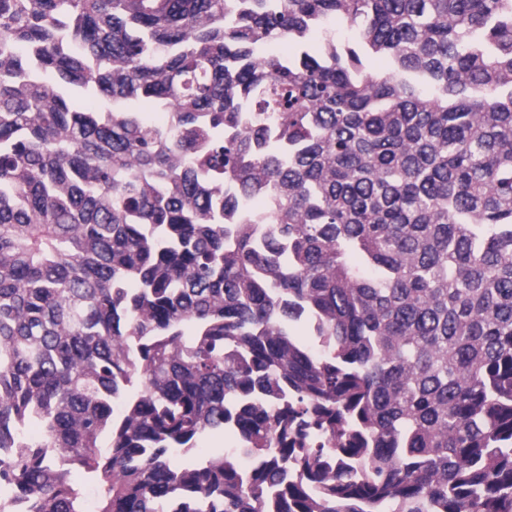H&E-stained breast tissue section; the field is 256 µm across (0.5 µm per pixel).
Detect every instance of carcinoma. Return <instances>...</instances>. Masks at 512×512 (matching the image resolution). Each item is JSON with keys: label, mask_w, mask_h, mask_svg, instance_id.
I'll use <instances>...</instances> for the list:
<instances>
[{"label": "carcinoma", "mask_w": 512, "mask_h": 512, "mask_svg": "<svg viewBox=\"0 0 512 512\" xmlns=\"http://www.w3.org/2000/svg\"><path fill=\"white\" fill-rule=\"evenodd\" d=\"M21 442V512H512V0H0ZM236 434L228 432L221 436H208L199 439L195 444L193 458H206L212 455L222 454L225 448L235 445ZM237 446L235 445L234 448Z\"/></svg>", "instance_id": "1"}]
</instances>
